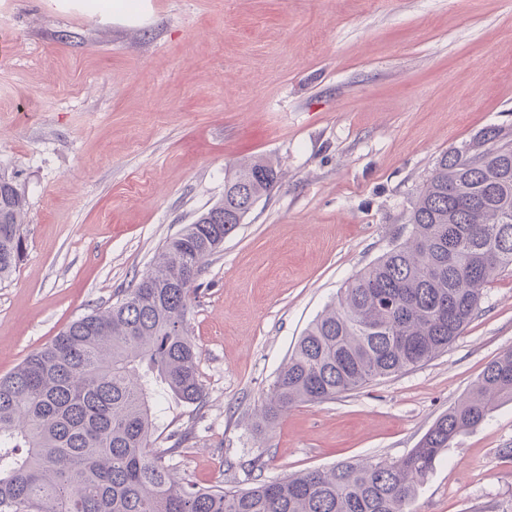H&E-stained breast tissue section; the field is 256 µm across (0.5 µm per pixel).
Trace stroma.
Returning a JSON list of instances; mask_svg holds the SVG:
<instances>
[{"label":"stroma","instance_id":"obj_1","mask_svg":"<svg viewBox=\"0 0 512 512\" xmlns=\"http://www.w3.org/2000/svg\"><path fill=\"white\" fill-rule=\"evenodd\" d=\"M491 125L512 130V0H0V170L29 201L0 376L112 303L223 198L227 167L263 157L279 182L191 303L204 405L165 400L153 446L201 488L399 459L512 349V271L427 364L266 432L257 404L338 289L408 235L440 157ZM510 447L507 402L453 442L415 512H512Z\"/></svg>","mask_w":512,"mask_h":512}]
</instances>
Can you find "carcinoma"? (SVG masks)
Wrapping results in <instances>:
<instances>
[{"instance_id":"carcinoma-1","label":"carcinoma","mask_w":512,"mask_h":512,"mask_svg":"<svg viewBox=\"0 0 512 512\" xmlns=\"http://www.w3.org/2000/svg\"><path fill=\"white\" fill-rule=\"evenodd\" d=\"M278 171L244 160L224 200L167 238L158 261L116 301L73 320L0 377V512H413L420 486L460 435L512 402V350L405 457L344 461L244 490L198 488L151 448L159 403L201 407L192 295L237 214L268 195ZM25 192L0 174V283L23 259ZM406 239L351 278L306 329L269 386V425L419 367L480 312L483 288L512 271V134L495 126L443 155L409 213Z\"/></svg>"}]
</instances>
